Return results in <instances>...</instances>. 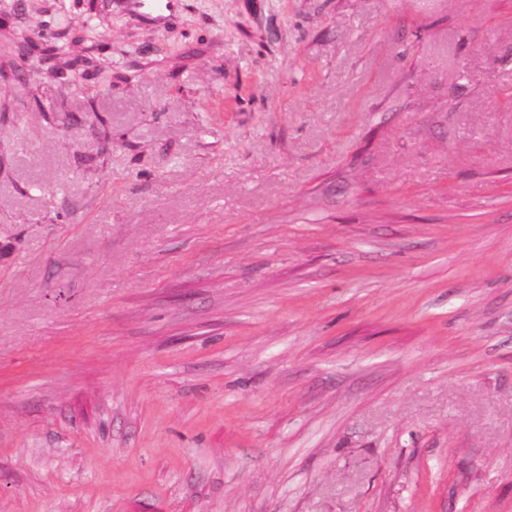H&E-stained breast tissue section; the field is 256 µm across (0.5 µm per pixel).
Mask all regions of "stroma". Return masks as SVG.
I'll return each instance as SVG.
<instances>
[{
  "label": "stroma",
  "instance_id": "35a3bbf8",
  "mask_svg": "<svg viewBox=\"0 0 512 512\" xmlns=\"http://www.w3.org/2000/svg\"><path fill=\"white\" fill-rule=\"evenodd\" d=\"M93 38L0 82V512H512V0ZM24 53L19 55L21 59L26 52L38 51L42 54L43 59L45 61L46 70L49 72L50 79L52 80H67L68 74L71 71L70 67H67L65 70L58 67V61L63 58V54L61 53V46L48 43L42 46H31L26 45Z\"/></svg>",
  "mask_w": 512,
  "mask_h": 512
}]
</instances>
